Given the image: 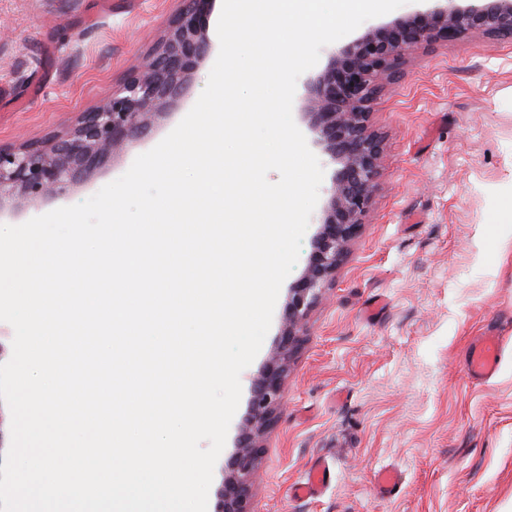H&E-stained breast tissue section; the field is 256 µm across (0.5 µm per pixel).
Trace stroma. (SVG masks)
Listing matches in <instances>:
<instances>
[{
	"label": "stroma",
	"instance_id": "stroma-1",
	"mask_svg": "<svg viewBox=\"0 0 512 512\" xmlns=\"http://www.w3.org/2000/svg\"><path fill=\"white\" fill-rule=\"evenodd\" d=\"M178 0H0V146L70 131L149 55ZM180 104L66 198L0 211L19 225L123 175L196 103ZM378 188L334 281L310 311L262 439L255 512H512V41L472 34L409 51L379 82ZM503 340L470 380L474 337ZM323 464L321 495L293 493ZM402 478L376 487L380 469Z\"/></svg>",
	"mask_w": 512,
	"mask_h": 512
}]
</instances>
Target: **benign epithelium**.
I'll use <instances>...</instances> for the list:
<instances>
[{
	"label": "benign epithelium",
	"instance_id": "1",
	"mask_svg": "<svg viewBox=\"0 0 512 512\" xmlns=\"http://www.w3.org/2000/svg\"><path fill=\"white\" fill-rule=\"evenodd\" d=\"M153 55L66 137L0 148V205L4 198L62 197L102 168L109 157L143 136L154 120L184 96L192 75L208 58V20L216 0H183ZM479 33L492 41L512 39V0L443 2L390 26L372 29L333 55L311 79L299 115L314 143L339 165L322 209L303 274L288 288L277 346L251 386L249 418L224 463V482L213 512H254L252 476L261 439L283 401L290 358L302 342L310 309L357 237L376 186L381 142L370 130L369 105L376 81L391 78L406 52L424 43L448 47Z\"/></svg>",
	"mask_w": 512,
	"mask_h": 512
}]
</instances>
